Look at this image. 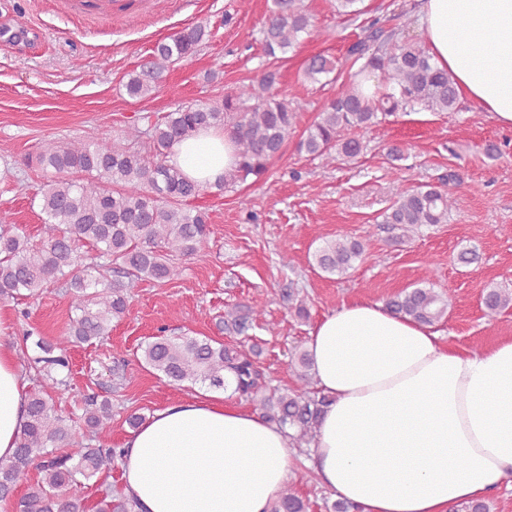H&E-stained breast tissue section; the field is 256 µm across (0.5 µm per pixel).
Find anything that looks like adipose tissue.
<instances>
[{
  "label": "adipose tissue",
  "mask_w": 512,
  "mask_h": 512,
  "mask_svg": "<svg viewBox=\"0 0 512 512\" xmlns=\"http://www.w3.org/2000/svg\"><path fill=\"white\" fill-rule=\"evenodd\" d=\"M417 24L433 63L512 128V0H422ZM169 161L210 186L234 169L229 133L212 127L175 144ZM306 350L331 402L302 465L361 512H449L512 479V339L476 351L442 344L384 305L325 314ZM236 383L172 402L130 431L122 493L142 512H268L286 486L288 429L234 404ZM28 383L0 344V460L13 457ZM179 467H171V459Z\"/></svg>",
  "instance_id": "ef3b65f1"
}]
</instances>
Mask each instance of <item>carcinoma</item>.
Here are the masks:
<instances>
[{"instance_id": "cac0c4a2", "label": "carcinoma", "mask_w": 512, "mask_h": 512, "mask_svg": "<svg viewBox=\"0 0 512 512\" xmlns=\"http://www.w3.org/2000/svg\"><path fill=\"white\" fill-rule=\"evenodd\" d=\"M314 31L305 0H271L261 42L264 54L276 61L301 37ZM206 36L204 27L185 28L155 43L148 66L128 74L127 94L144 99L161 86L169 64L192 55ZM356 71L342 79L331 58L312 56L304 69L311 83H336L333 98L322 104L315 120L296 143V150L313 158L357 161L363 154V133L396 112L421 107L431 112H454L459 95L448 72L430 61L425 46L395 31L378 30L369 41L359 40L347 51ZM377 78V90L365 96L357 77ZM276 73L230 88L213 104H179L154 121L129 124L112 141L78 140L66 145L47 143L27 165L51 169L39 198L45 237L32 243L14 224L0 222V296L25 294L37 298L47 285L61 283L70 299L68 328L53 341L41 340L37 384L28 390L26 421L11 460L0 463V503L11 512H88L82 490L102 469L122 459L121 447L94 445L99 430L112 421V402L86 400L82 415L58 412L55 396L66 380L52 376L69 368L71 348L109 335L112 321L128 310L133 289L144 282L180 279L183 260L217 233L209 213L196 205L207 188L184 176L167 160L172 146L205 127L224 128L238 150L236 169L216 185L224 192L267 171L279 157L306 103L274 92ZM460 187L450 171L439 184H426L397 194L382 214V223L398 231L394 243L410 237L423 224H446ZM96 253L86 261L83 248ZM364 253L353 238L329 239L316 250V267L329 276L343 277ZM485 309L499 313L512 307V292L490 288ZM386 307L424 325L440 321L448 302L433 288H405L391 296ZM262 315L256 304L224 312V329L241 335ZM140 362L173 383L207 381L224 387V372L236 380L234 393L252 402L262 417L292 431L297 447L314 438L328 397L316 387L306 351L291 355L298 385L261 390L256 365L260 351H245L211 337H192L184 331L159 330L140 347ZM37 477L30 478L31 471ZM24 493L16 495L20 486ZM95 512H136L138 504L109 492ZM269 512H305L293 488H284Z\"/></svg>"}]
</instances>
